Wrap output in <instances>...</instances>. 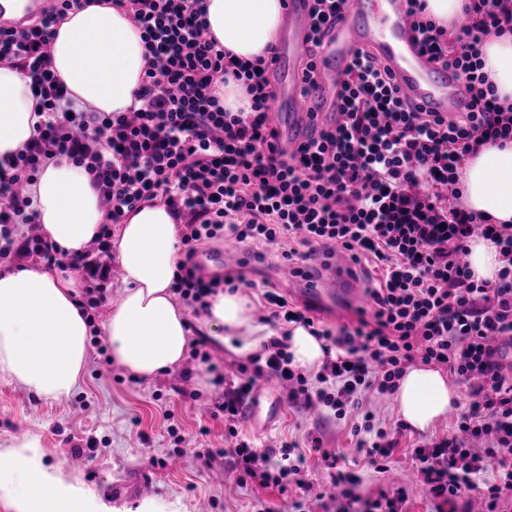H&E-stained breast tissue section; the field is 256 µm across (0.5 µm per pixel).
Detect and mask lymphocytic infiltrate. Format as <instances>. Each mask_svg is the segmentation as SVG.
<instances>
[{
  "instance_id": "lymphocytic-infiltrate-1",
  "label": "lymphocytic infiltrate",
  "mask_w": 512,
  "mask_h": 512,
  "mask_svg": "<svg viewBox=\"0 0 512 512\" xmlns=\"http://www.w3.org/2000/svg\"><path fill=\"white\" fill-rule=\"evenodd\" d=\"M350 0H312V37L303 81L315 85L319 35ZM412 30L431 58L454 68L472 100L447 117L407 104L392 77L363 50L353 56L334 122L316 127L311 144L286 156L274 143L272 77L277 56L247 62L208 35L205 0H112L140 29L148 66L125 112L77 106L52 69L51 39L84 0H52L40 17L17 28L0 25V61L30 80L40 119L24 151L0 164V263H42L84 270L89 290L110 281L111 225L146 202L165 205L182 228L185 259L173 290L203 303L221 284H246L244 273L204 277L193 258L200 245L232 239L249 258L277 246L284 263L342 249L372 300V319L354 327L316 328L308 308L290 305L274 286L262 298L276 334L249 366L224 384L214 407L224 416V457L260 485L287 489L306 462L296 444L256 451L239 434L242 404L256 382L275 378L288 399L344 419L363 410L357 446L370 465L393 450L374 429L363 398L394 394L416 362L447 367L466 386L469 404L458 437L412 448L433 502L480 490L486 512L512 500V373L499 343L512 341V224H492L460 201V170L476 146L512 140V107L498 100L484 71L482 47L512 27V0H470L467 21L451 30L426 16L425 0H405ZM233 77L246 87L249 111L230 112L217 85ZM83 168L99 193L107 224L79 256L45 240L28 192L47 161ZM493 243L503 265L495 279L476 278L467 261L475 239ZM320 341L316 373L292 367L288 328ZM492 480L476 488L475 476Z\"/></svg>"
}]
</instances>
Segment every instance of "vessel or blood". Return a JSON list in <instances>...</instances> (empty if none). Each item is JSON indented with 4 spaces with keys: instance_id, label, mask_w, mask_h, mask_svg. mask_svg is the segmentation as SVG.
I'll use <instances>...</instances> for the list:
<instances>
[{
    "instance_id": "obj_1",
    "label": "vessel or blood",
    "mask_w": 512,
    "mask_h": 512,
    "mask_svg": "<svg viewBox=\"0 0 512 512\" xmlns=\"http://www.w3.org/2000/svg\"><path fill=\"white\" fill-rule=\"evenodd\" d=\"M287 25L274 80L276 144L298 153L312 139L314 121L334 119L338 91L357 49L374 53L393 75L404 99L429 112L448 116L469 111L471 100L454 70L430 60L411 29L404 0H352L335 23L327 25L318 49L319 79L303 92L300 51L311 35L309 0H287ZM281 278L297 299L311 305H336L349 314L368 305L364 286L345 258L313 263L304 273L285 266Z\"/></svg>"
}]
</instances>
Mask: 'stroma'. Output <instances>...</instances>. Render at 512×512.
<instances>
[{"label": "stroma", "instance_id": "obj_1", "mask_svg": "<svg viewBox=\"0 0 512 512\" xmlns=\"http://www.w3.org/2000/svg\"><path fill=\"white\" fill-rule=\"evenodd\" d=\"M199 360L189 358L181 367L145 383L115 365L102 337H93L82 384L68 398L45 400L16 382L0 378V450L26 433L35 446L27 453L31 466L50 473L54 484L72 497L69 512H335L337 469L312 451L313 440L323 450L347 457L345 466L356 484L355 492L376 499L390 492L391 477L406 488L404 512H430L431 501L418 478L411 450L421 441L454 436L456 416L448 414L430 430L417 431L399 418L394 397L370 394L366 405L376 415V427L397 445L388 470L379 473L356 462L354 418L335 419L289 404L278 381H263L265 403L284 409L270 424L241 431L257 449L298 443L306 453L302 485L286 491L261 487L248 480L239 486L230 462L217 456L203 460L202 451L223 447L224 420L199 416L197 405L213 406L219 390L197 385ZM97 450L87 451L88 440ZM178 468H170L171 458ZM0 512H58L55 501L25 488L21 476L0 487Z\"/></svg>", "mask_w": 512, "mask_h": 512}]
</instances>
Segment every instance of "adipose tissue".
I'll return each instance as SVG.
<instances>
[{
    "mask_svg": "<svg viewBox=\"0 0 512 512\" xmlns=\"http://www.w3.org/2000/svg\"><path fill=\"white\" fill-rule=\"evenodd\" d=\"M210 35L245 60L269 56L284 20L283 0H206ZM140 31L108 0L74 11L51 44L52 66L77 104L99 112H124L133 103L147 67ZM485 71L498 96L512 105V33L491 37L483 48ZM36 98L14 64L0 62V160L21 150L34 133ZM463 203L495 224H512V143L479 146L461 175ZM30 193L41 233L57 249L81 254L98 235L105 215L83 169L49 162ZM121 287L102 332L112 361L145 382L175 370L189 349L190 309L172 291L182 250L166 207L142 204L127 213L112 242ZM78 268L21 265L0 273V376L47 400L77 390L88 356L89 320L78 299ZM199 333L242 357L251 356L270 331L242 292L208 299ZM397 412L424 431L458 400L446 376L429 366L409 368L396 390Z\"/></svg>",
    "mask_w": 512,
    "mask_h": 512,
    "instance_id": "1",
    "label": "adipose tissue"
}]
</instances>
